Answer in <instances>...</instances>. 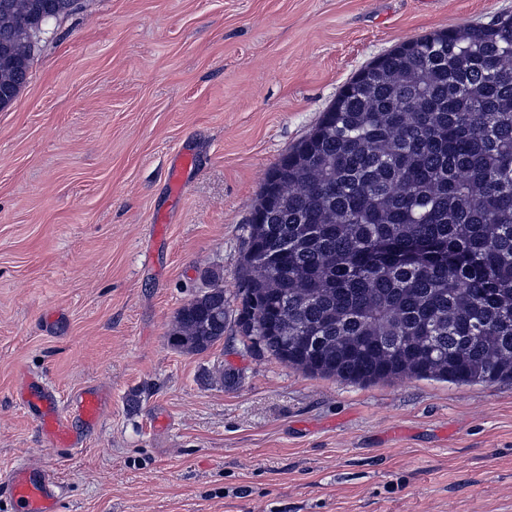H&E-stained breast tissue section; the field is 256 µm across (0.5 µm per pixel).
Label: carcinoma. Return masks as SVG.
Wrapping results in <instances>:
<instances>
[{
  "mask_svg": "<svg viewBox=\"0 0 512 512\" xmlns=\"http://www.w3.org/2000/svg\"><path fill=\"white\" fill-rule=\"evenodd\" d=\"M38 2L51 20L74 9ZM25 10L0 17V92L29 75ZM255 213L242 319L279 361L354 383L511 381L512 16L367 65L270 168ZM226 322L215 276L169 342L203 352Z\"/></svg>",
  "mask_w": 512,
  "mask_h": 512,
  "instance_id": "cac0c4a2",
  "label": "carcinoma"
}]
</instances>
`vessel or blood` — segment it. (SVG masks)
Listing matches in <instances>:
<instances>
[{
  "label": "vessel or blood",
  "mask_w": 512,
  "mask_h": 512,
  "mask_svg": "<svg viewBox=\"0 0 512 512\" xmlns=\"http://www.w3.org/2000/svg\"><path fill=\"white\" fill-rule=\"evenodd\" d=\"M193 167L194 159L186 152L176 155L170 162L167 181L172 196L182 194ZM16 397L40 419L47 440L56 448L78 447L81 438L73 428V418H80L89 426L95 425L107 405L104 392L88 389L77 396L73 406L60 407L42 376L33 374L24 377ZM7 487L15 512H57V482L46 470L17 466L8 478Z\"/></svg>",
  "instance_id": "b4317fda"
}]
</instances>
